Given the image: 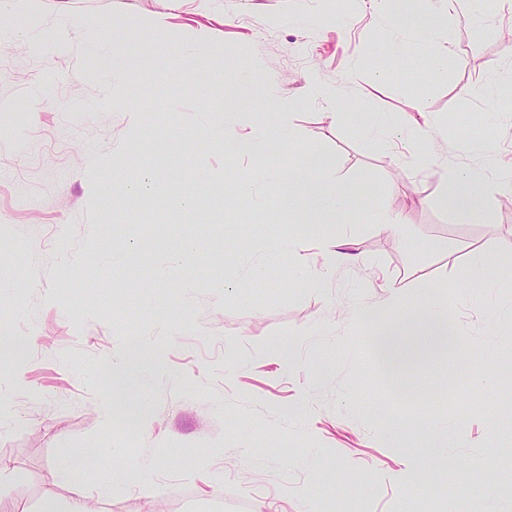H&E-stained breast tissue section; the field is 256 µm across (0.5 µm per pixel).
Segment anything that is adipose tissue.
Listing matches in <instances>:
<instances>
[{
    "label": "adipose tissue",
    "mask_w": 512,
    "mask_h": 512,
    "mask_svg": "<svg viewBox=\"0 0 512 512\" xmlns=\"http://www.w3.org/2000/svg\"><path fill=\"white\" fill-rule=\"evenodd\" d=\"M242 115L238 112L214 113L206 130L224 141L226 152L255 159L283 150L294 141L298 132L288 113L278 115L277 128L264 125L241 129ZM441 205L461 218L479 215L490 200L512 196V182L497 178L477 168L439 167L436 171ZM322 177L316 173L295 171L286 175L283 197L297 203L301 212L314 223H328L337 207L352 203L355 189L337 184L335 193L324 192ZM406 291L391 290L379 303L366 306L365 311L377 322L372 343L383 364L396 379H403L411 369L426 364L433 356L437 338L445 336L449 321L429 307L404 311Z\"/></svg>",
    "instance_id": "obj_1"
}]
</instances>
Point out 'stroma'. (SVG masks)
<instances>
[{"instance_id": "obj_1", "label": "stroma", "mask_w": 512, "mask_h": 512, "mask_svg": "<svg viewBox=\"0 0 512 512\" xmlns=\"http://www.w3.org/2000/svg\"><path fill=\"white\" fill-rule=\"evenodd\" d=\"M38 0L0 11V336L23 361L0 370V504L64 512H512V207L461 219L438 203L436 165L512 174V0L491 20L471 0L437 20L410 0ZM99 20L91 40L81 23ZM451 54L436 73L441 46ZM136 59L107 93L104 61ZM335 89L312 100L310 83ZM263 98L250 122L288 112L301 136L270 168L299 167L366 184L325 229L298 223L275 181L232 191L253 161L225 154L205 113L236 87ZM422 102L430 126L388 148L366 126H399ZM164 180L132 203L115 186ZM401 213L399 232L373 227ZM346 233L355 264H318L324 283L273 242ZM487 250L485 280L463 275ZM191 286H184V279ZM410 287V305L442 308L468 350L393 384L373 352L364 302ZM149 346L141 376L111 383L130 342ZM277 346L290 362L270 357ZM481 385H474L477 376ZM129 410L104 425L107 395ZM458 421L454 469L400 482L403 459L428 454L427 429ZM102 449L99 466L140 468L107 497L85 466L69 482L62 449Z\"/></svg>"}]
</instances>
